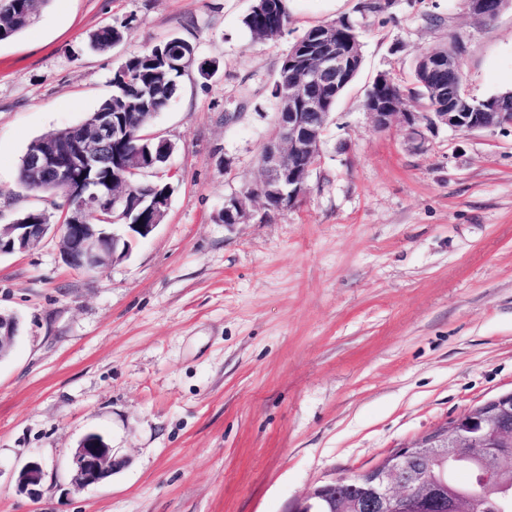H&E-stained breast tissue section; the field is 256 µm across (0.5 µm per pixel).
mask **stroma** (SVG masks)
<instances>
[{
	"label": "stroma",
	"mask_w": 512,
	"mask_h": 512,
	"mask_svg": "<svg viewBox=\"0 0 512 512\" xmlns=\"http://www.w3.org/2000/svg\"><path fill=\"white\" fill-rule=\"evenodd\" d=\"M365 2L288 0L287 32L255 42L252 0H50L0 41V225L32 209L60 222L20 184L21 157L85 120L131 53L181 37L214 65L189 69L151 124L174 146V192L148 238L92 277L52 235L0 255V311L22 325L0 361V512H291L512 391V128H442L419 152L364 107L377 75L411 84L420 53L453 38L471 98L512 90V9L486 22L464 0ZM342 18L363 60L305 195L217 222L262 176L283 56ZM90 432L126 464L76 491L69 453ZM34 459L35 498L16 488ZM122 28H127V26H106L95 31L91 36L92 48L98 51H106L120 43L125 37V31Z\"/></svg>",
	"instance_id": "obj_1"
}]
</instances>
